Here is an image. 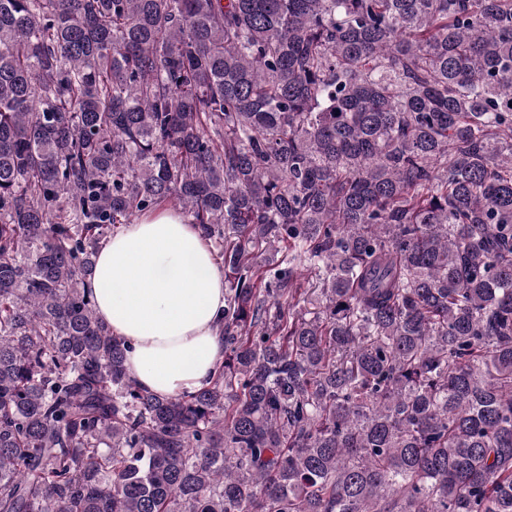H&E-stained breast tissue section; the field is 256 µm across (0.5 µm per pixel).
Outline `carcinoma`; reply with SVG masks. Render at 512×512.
<instances>
[{"label": "carcinoma", "mask_w": 512, "mask_h": 512, "mask_svg": "<svg viewBox=\"0 0 512 512\" xmlns=\"http://www.w3.org/2000/svg\"><path fill=\"white\" fill-rule=\"evenodd\" d=\"M171 207L158 396L84 285ZM0 512H512V0H0ZM87 288L129 346L125 365L140 387L170 396L210 382L224 355V269L180 212L124 224L99 251Z\"/></svg>", "instance_id": "1"}]
</instances>
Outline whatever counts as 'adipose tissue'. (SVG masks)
<instances>
[{
    "mask_svg": "<svg viewBox=\"0 0 512 512\" xmlns=\"http://www.w3.org/2000/svg\"><path fill=\"white\" fill-rule=\"evenodd\" d=\"M87 286L98 316L127 344L125 365L140 387L170 396L210 382L224 355V271L180 212L123 225Z\"/></svg>",
    "mask_w": 512,
    "mask_h": 512,
    "instance_id": "obj_1",
    "label": "adipose tissue"
}]
</instances>
